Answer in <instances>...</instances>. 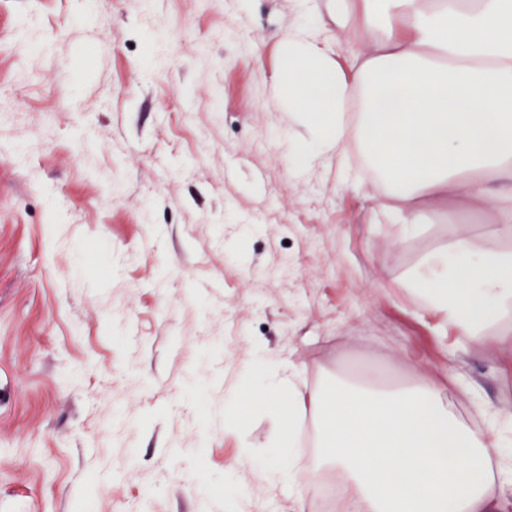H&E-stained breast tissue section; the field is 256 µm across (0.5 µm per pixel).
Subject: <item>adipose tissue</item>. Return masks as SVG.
I'll list each match as a JSON object with an SVG mask.
<instances>
[{
  "label": "adipose tissue",
  "mask_w": 512,
  "mask_h": 512,
  "mask_svg": "<svg viewBox=\"0 0 512 512\" xmlns=\"http://www.w3.org/2000/svg\"><path fill=\"white\" fill-rule=\"evenodd\" d=\"M362 43L346 67L333 37L291 33L292 65L274 98L306 119L305 161L359 151L391 203L392 247L427 213L488 215L492 241L460 233L429 254L413 280L429 307L479 347L512 321V0H336V33ZM247 400L277 403L278 451L259 482L302 493L331 465L344 512H498L507 465L499 431L473 432L433 379L389 391L364 382L300 391L298 374L255 354L243 364ZM314 421L320 463L301 467L302 416Z\"/></svg>",
  "instance_id": "adipose-tissue-1"
}]
</instances>
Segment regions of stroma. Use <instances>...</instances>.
I'll use <instances>...</instances> for the list:
<instances>
[{"mask_svg": "<svg viewBox=\"0 0 512 512\" xmlns=\"http://www.w3.org/2000/svg\"><path fill=\"white\" fill-rule=\"evenodd\" d=\"M301 27L335 0H0V512H307L252 476L272 406L227 392L258 347L309 389L424 375L512 425V323L473 348L410 286L489 218L394 249L360 166H285Z\"/></svg>", "mask_w": 512, "mask_h": 512, "instance_id": "1", "label": "stroma"}]
</instances>
